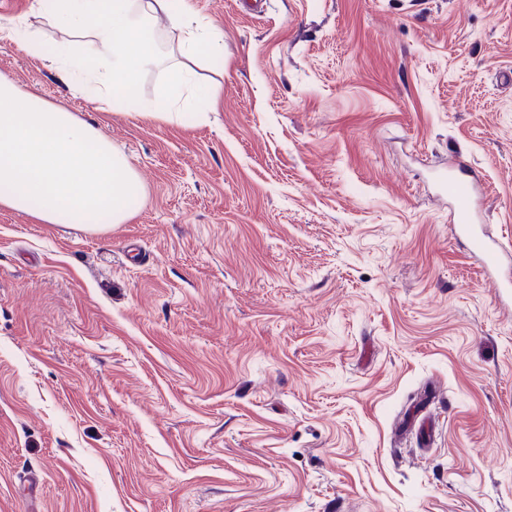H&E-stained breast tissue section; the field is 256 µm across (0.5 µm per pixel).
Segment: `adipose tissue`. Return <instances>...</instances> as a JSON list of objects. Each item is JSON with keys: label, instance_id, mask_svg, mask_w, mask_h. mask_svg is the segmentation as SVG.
<instances>
[{"label": "adipose tissue", "instance_id": "ef3b65f1", "mask_svg": "<svg viewBox=\"0 0 512 512\" xmlns=\"http://www.w3.org/2000/svg\"><path fill=\"white\" fill-rule=\"evenodd\" d=\"M51 23L74 42L47 41L11 30L25 53L46 60L74 91L115 110L168 122L203 121L217 88L199 83L190 66L224 61L220 33L193 19L184 0H37ZM165 18L179 34L188 66L173 68L161 97L141 100L140 79L159 63L149 21ZM144 187L124 154L95 125L0 75V208L41 224L105 232L125 223Z\"/></svg>", "mask_w": 512, "mask_h": 512}]
</instances>
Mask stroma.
<instances>
[{
	"label": "stroma",
	"instance_id": "stroma-1",
	"mask_svg": "<svg viewBox=\"0 0 512 512\" xmlns=\"http://www.w3.org/2000/svg\"><path fill=\"white\" fill-rule=\"evenodd\" d=\"M201 124L118 113L0 37V74L139 174L94 234L0 208V512H512V307L455 241L458 156L512 243V0H186ZM65 33L35 0L0 28ZM156 98L182 58L156 23ZM436 396L433 447L392 452Z\"/></svg>",
	"mask_w": 512,
	"mask_h": 512
}]
</instances>
